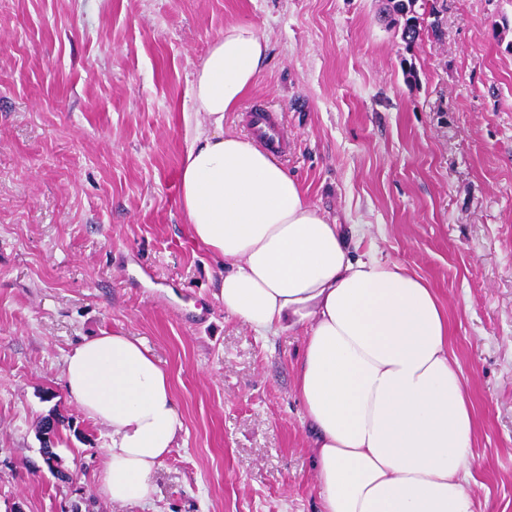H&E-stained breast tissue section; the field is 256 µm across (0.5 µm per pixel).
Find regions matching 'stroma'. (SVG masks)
Listing matches in <instances>:
<instances>
[{"mask_svg": "<svg viewBox=\"0 0 512 512\" xmlns=\"http://www.w3.org/2000/svg\"><path fill=\"white\" fill-rule=\"evenodd\" d=\"M0 0V512H319L297 332L225 314L223 269L179 204L192 74L225 26L267 64L225 129L283 115L278 161L337 223L424 278L448 313L476 418L480 512H512V0ZM124 331L183 421L150 500L95 482L106 430L71 402L66 355ZM60 425L58 471L39 427ZM417 0H389L387 15L391 23L401 28V38L408 45L414 43L421 31L422 18L416 10ZM397 18H396V17ZM400 18L403 23L401 24Z\"/></svg>", "mask_w": 512, "mask_h": 512, "instance_id": "1", "label": "stroma"}]
</instances>
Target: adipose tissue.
<instances>
[{
  "label": "adipose tissue",
  "instance_id": "1",
  "mask_svg": "<svg viewBox=\"0 0 512 512\" xmlns=\"http://www.w3.org/2000/svg\"><path fill=\"white\" fill-rule=\"evenodd\" d=\"M267 53L254 26H226L191 83L204 122L181 161L179 201L193 239L224 266V311L261 335L304 336L297 395L320 512H478L473 402L438 295L401 264L354 254L287 170L224 128ZM62 379L107 430L97 492L150 500L182 428L166 371L115 331L84 337Z\"/></svg>",
  "mask_w": 512,
  "mask_h": 512
}]
</instances>
